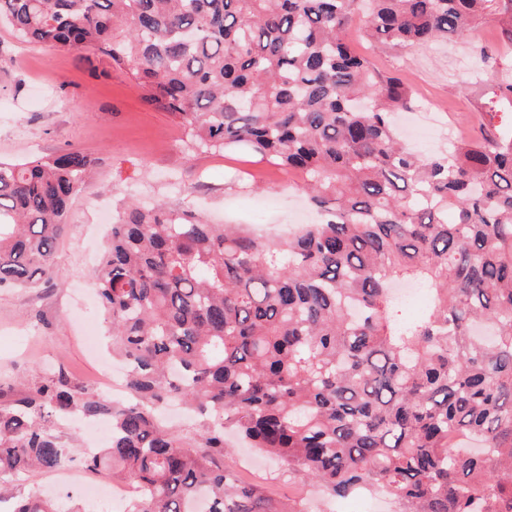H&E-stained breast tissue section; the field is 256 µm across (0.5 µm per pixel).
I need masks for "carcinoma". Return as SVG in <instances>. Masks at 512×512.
<instances>
[{"label":"carcinoma","instance_id":"1","mask_svg":"<svg viewBox=\"0 0 512 512\" xmlns=\"http://www.w3.org/2000/svg\"><path fill=\"white\" fill-rule=\"evenodd\" d=\"M490 16L512 43V0H0L23 41L129 68L202 152L245 147L303 176L326 218L286 238L130 203L96 282L128 403L54 372L0 404V501L70 459L52 425L108 417L89 471L120 469L125 512H267L226 465L224 431L331 497L393 496L395 512H512V124L422 155L397 137L401 78L347 29L416 48L466 40ZM512 112V74L484 103ZM96 159L68 147L0 161V288L55 285L73 194ZM400 280L428 289L412 316ZM206 416L196 444L158 415ZM9 512H60L36 492Z\"/></svg>","mask_w":512,"mask_h":512}]
</instances>
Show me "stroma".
I'll use <instances>...</instances> for the list:
<instances>
[{"label":"stroma","instance_id":"35a3bbf8","mask_svg":"<svg viewBox=\"0 0 512 512\" xmlns=\"http://www.w3.org/2000/svg\"><path fill=\"white\" fill-rule=\"evenodd\" d=\"M349 37L373 65L395 72L413 90L404 119L422 129V150H447L449 140L469 142L489 134L481 107L505 67L512 46L494 19L480 20L465 43L415 49L373 45L358 27ZM97 161L92 179L73 197L68 226L55 262L62 284L0 288V399L9 400L43 376L65 371L95 388L98 357L87 331L102 326L96 295L98 258L107 229L95 224L93 207L120 212L128 199L188 210L213 224H251L284 234L299 219L313 222L315 208L297 189L295 174L256 163L245 149L192 150L168 112L144 99L128 70L101 56L21 42L0 26V159L26 161L67 146ZM227 465L269 505L293 503L300 512H336L320 488L301 484L275 460L234 444ZM57 497L68 512H105L106 502L87 499L63 485L58 473L23 476L15 493Z\"/></svg>","mask_w":512,"mask_h":512}]
</instances>
